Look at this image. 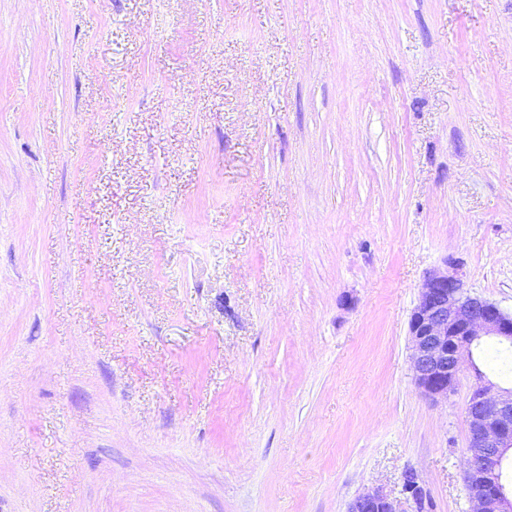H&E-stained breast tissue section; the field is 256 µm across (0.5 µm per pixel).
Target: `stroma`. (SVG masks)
<instances>
[{"label": "stroma", "mask_w": 512, "mask_h": 512, "mask_svg": "<svg viewBox=\"0 0 512 512\" xmlns=\"http://www.w3.org/2000/svg\"><path fill=\"white\" fill-rule=\"evenodd\" d=\"M449 260L512 311V0H0V512H470ZM445 266L425 275L409 322L415 382L432 400L448 398L482 336L512 345V313L468 293L454 261ZM349 512H405L397 500L382 490L368 491L359 495L349 508Z\"/></svg>", "instance_id": "stroma-1"}]
</instances>
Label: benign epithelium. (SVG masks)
Returning a JSON list of instances; mask_svg holds the SVG:
<instances>
[{"mask_svg": "<svg viewBox=\"0 0 512 512\" xmlns=\"http://www.w3.org/2000/svg\"><path fill=\"white\" fill-rule=\"evenodd\" d=\"M428 272L410 322L411 366L417 386L432 400L454 390L463 358L483 336L512 345V313L464 289L457 264ZM466 406L469 465L463 480L471 512H512V479L507 453L512 450V388L496 396L479 368ZM349 512H404L397 500L377 489L359 495Z\"/></svg>", "mask_w": 512, "mask_h": 512, "instance_id": "1", "label": "benign epithelium"}]
</instances>
